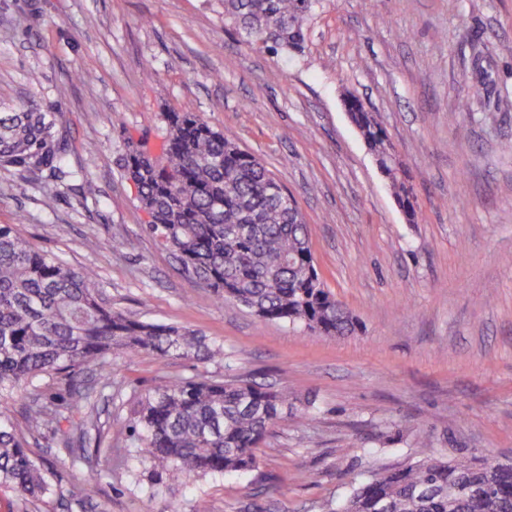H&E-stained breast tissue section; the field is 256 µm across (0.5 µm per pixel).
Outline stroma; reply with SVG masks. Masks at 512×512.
Masks as SVG:
<instances>
[{
	"label": "stroma",
	"mask_w": 512,
	"mask_h": 512,
	"mask_svg": "<svg viewBox=\"0 0 512 512\" xmlns=\"http://www.w3.org/2000/svg\"><path fill=\"white\" fill-rule=\"evenodd\" d=\"M479 80L489 96L458 111ZM348 92L394 143L415 222L350 122ZM32 100L62 113L96 193L68 190L48 209L0 168V224L97 267L114 310L224 345L222 366L119 359L102 419L228 366L287 391L298 412L261 444L256 470L195 482L151 479L116 435L88 487L64 449L34 445L51 492L25 506L0 488V512H327L375 469L430 455L512 462V0H322L288 61L241 42L222 0H0V112ZM171 109L199 112L281 180L352 333L217 302L146 232L123 139L159 143Z\"/></svg>",
	"instance_id": "obj_1"
}]
</instances>
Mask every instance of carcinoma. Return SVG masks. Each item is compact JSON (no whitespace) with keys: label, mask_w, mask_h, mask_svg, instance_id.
<instances>
[{"label":"carcinoma","mask_w":512,"mask_h":512,"mask_svg":"<svg viewBox=\"0 0 512 512\" xmlns=\"http://www.w3.org/2000/svg\"><path fill=\"white\" fill-rule=\"evenodd\" d=\"M319 0H224V19L246 43L292 58L303 53L307 21ZM349 118L379 162L409 222L417 217L392 144L356 96ZM159 158L127 136L121 167L138 185L147 231L177 259L182 273L255 315L303 324L330 336L356 328L349 309L325 287L308 226L283 184L235 140L189 109L164 113ZM61 115L29 104L0 112V167L54 190L78 177ZM142 352L160 360L224 363V345L202 332L143 321L112 310L100 276L33 249L13 224H0V487L29 502L51 492L30 449L45 439L99 475L112 453V423L94 396L112 390L114 357ZM60 380L67 397L47 394ZM288 416V393L229 373L173 379L141 397L123 429L161 481L245 473L269 430ZM336 512H512V464L429 457L374 470Z\"/></svg>","instance_id":"cac0c4a2"}]
</instances>
